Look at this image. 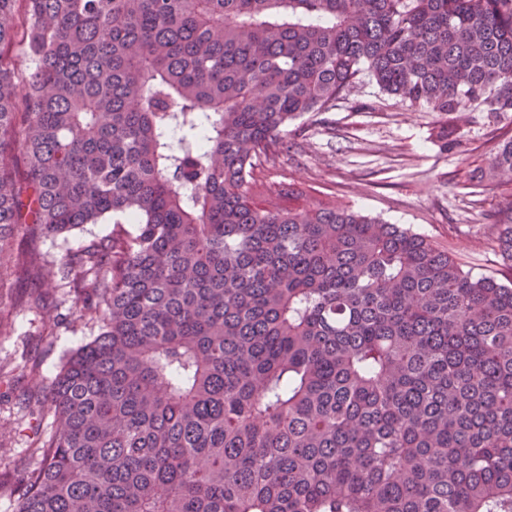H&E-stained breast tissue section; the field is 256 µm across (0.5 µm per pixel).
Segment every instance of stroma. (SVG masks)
Wrapping results in <instances>:
<instances>
[{"mask_svg":"<svg viewBox=\"0 0 512 512\" xmlns=\"http://www.w3.org/2000/svg\"><path fill=\"white\" fill-rule=\"evenodd\" d=\"M455 130L441 148L440 124ZM512 116L486 112L448 116L409 106L364 81L324 117L306 115L288 127L289 152L258 168L268 187L283 181L307 189L305 207L348 205L402 224L447 249L464 269L512 279V260L498 249L481 213L512 196V185L483 198L468 194L473 171L485 164ZM111 221L86 224L58 237L22 226L20 238L39 253L31 275L20 274L16 251L0 254V306L13 326L0 336V512H13L16 479L35 461L31 429L47 412V394L63 362L100 332L94 301L73 304L57 268L68 252L108 234Z\"/></svg>","mask_w":512,"mask_h":512,"instance_id":"obj_1","label":"stroma"}]
</instances>
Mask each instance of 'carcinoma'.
I'll return each mask as SVG.
<instances>
[{
	"instance_id": "1",
	"label": "carcinoma",
	"mask_w": 512,
	"mask_h": 512,
	"mask_svg": "<svg viewBox=\"0 0 512 512\" xmlns=\"http://www.w3.org/2000/svg\"><path fill=\"white\" fill-rule=\"evenodd\" d=\"M365 76L512 113V0H0V253L137 225L58 268L102 329L16 512H512V283L255 178ZM506 174L512 136L469 189Z\"/></svg>"
}]
</instances>
